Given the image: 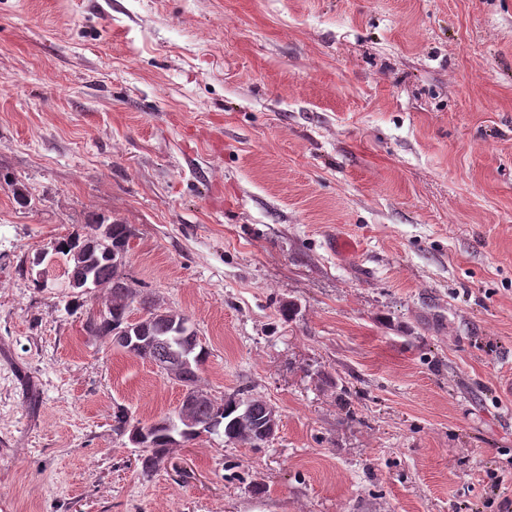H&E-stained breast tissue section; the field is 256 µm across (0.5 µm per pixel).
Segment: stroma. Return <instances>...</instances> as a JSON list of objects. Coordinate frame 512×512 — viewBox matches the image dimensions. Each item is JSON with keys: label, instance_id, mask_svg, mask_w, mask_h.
<instances>
[{"label": "stroma", "instance_id": "obj_1", "mask_svg": "<svg viewBox=\"0 0 512 512\" xmlns=\"http://www.w3.org/2000/svg\"><path fill=\"white\" fill-rule=\"evenodd\" d=\"M93 212L268 442L143 473L184 387L37 283ZM0 512H512V0H0ZM176 416L177 420L184 425L183 411H178V413L176 411L174 416H168L150 423H141L139 421L132 423L128 413H125L124 411H118L115 413L113 418L115 424L112 426L115 434L120 436L125 435L127 433L125 432V429L135 426L136 424H143L142 428L148 430L150 433V436L153 440V446L143 448L142 454L139 458L143 472L148 473L157 469L161 461L167 456V454H169L170 450L173 449V447H168L169 444L173 443V441L168 440V438L174 436V434L177 433L173 423L176 419ZM197 437L198 436L187 438L180 437V440L175 437V439L180 442L188 443L195 440Z\"/></svg>", "mask_w": 512, "mask_h": 512}]
</instances>
